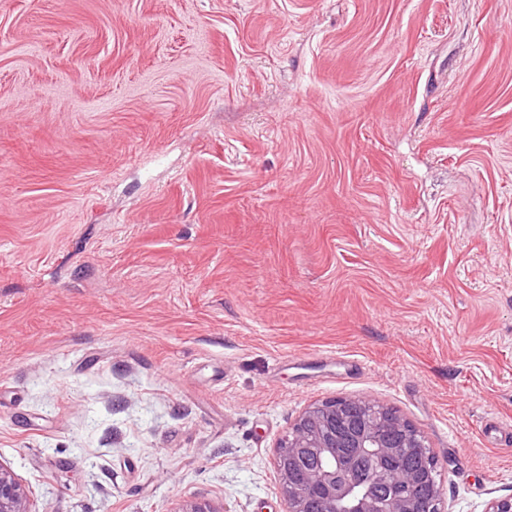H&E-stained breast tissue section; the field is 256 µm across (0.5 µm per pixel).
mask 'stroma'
Instances as JSON below:
<instances>
[{"label":"stroma","mask_w":512,"mask_h":512,"mask_svg":"<svg viewBox=\"0 0 512 512\" xmlns=\"http://www.w3.org/2000/svg\"><path fill=\"white\" fill-rule=\"evenodd\" d=\"M340 398L425 437L445 512L512 497V0H0V462L38 512H283Z\"/></svg>","instance_id":"1"}]
</instances>
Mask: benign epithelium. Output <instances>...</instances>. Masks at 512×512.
I'll list each match as a JSON object with an SVG mask.
<instances>
[{"label": "benign epithelium", "mask_w": 512, "mask_h": 512, "mask_svg": "<svg viewBox=\"0 0 512 512\" xmlns=\"http://www.w3.org/2000/svg\"><path fill=\"white\" fill-rule=\"evenodd\" d=\"M373 419L353 434L336 427L342 400H333L306 411L278 448L276 467L283 480L286 512H305V493L289 477L288 467L299 468L310 458L330 456L338 467L315 468L306 473L307 490L324 496V512H419L413 498L391 501L383 510L375 509L381 486L392 481H413L405 471L391 472L385 461L402 448L422 446L417 433L401 417L385 413V408L366 401ZM0 512H37L25 486L12 469L0 462Z\"/></svg>", "instance_id": "obj_1"}]
</instances>
